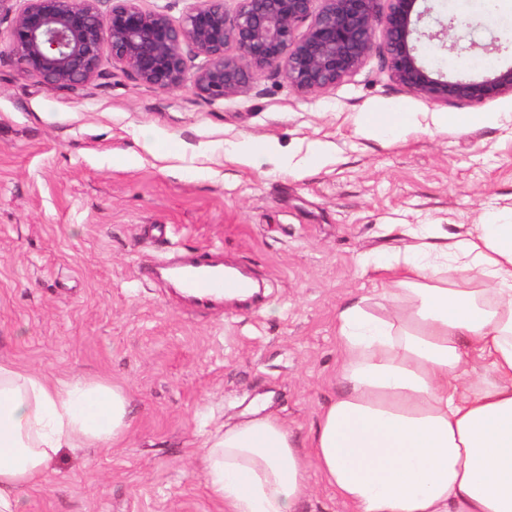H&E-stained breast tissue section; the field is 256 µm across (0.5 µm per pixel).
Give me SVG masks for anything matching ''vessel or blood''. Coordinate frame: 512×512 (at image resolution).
Returning a JSON list of instances; mask_svg holds the SVG:
<instances>
[{"label":"vessel or blood","instance_id":"obj_1","mask_svg":"<svg viewBox=\"0 0 512 512\" xmlns=\"http://www.w3.org/2000/svg\"><path fill=\"white\" fill-rule=\"evenodd\" d=\"M159 271L174 281L185 297L200 309L226 296L244 292L248 287L240 273L225 269L207 252L189 254L158 269L148 268L146 274L152 277Z\"/></svg>","mask_w":512,"mask_h":512}]
</instances>
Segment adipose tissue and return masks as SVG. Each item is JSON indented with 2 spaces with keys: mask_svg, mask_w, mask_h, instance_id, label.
Here are the masks:
<instances>
[{
  "mask_svg": "<svg viewBox=\"0 0 512 512\" xmlns=\"http://www.w3.org/2000/svg\"><path fill=\"white\" fill-rule=\"evenodd\" d=\"M409 234L380 288L401 314L362 295L337 311L339 390L309 441L256 410L201 445L224 512H297L313 470L350 512H512V218ZM451 263L461 283L443 278ZM130 428L122 388L0 362V512L42 488L60 449L116 447Z\"/></svg>",
  "mask_w": 512,
  "mask_h": 512,
  "instance_id": "adipose-tissue-1",
  "label": "adipose tissue"
}]
</instances>
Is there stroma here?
I'll list each match as a JSON object with an SVG mask.
<instances>
[{
	"label": "stroma",
	"mask_w": 512,
	"mask_h": 512,
	"mask_svg": "<svg viewBox=\"0 0 512 512\" xmlns=\"http://www.w3.org/2000/svg\"><path fill=\"white\" fill-rule=\"evenodd\" d=\"M465 15L461 51L420 44L451 77L512 66V0H431ZM83 90H54L0 55V360L52 379L121 387L123 447L62 449L20 512H221L205 489V433L254 400L307 440L336 395V311L372 314L379 262L401 261L406 225L451 234L512 212V95L432 102L392 77L382 50L322 94L269 71L243 94L163 91L113 63ZM367 112H410L398 140L361 133ZM487 115L468 128L436 113ZM267 141L255 166L237 154ZM322 156L307 159L312 147ZM259 281L241 305L196 310L152 263L197 250Z\"/></svg>",
	"instance_id": "35a3bbf8"
}]
</instances>
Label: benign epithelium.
<instances>
[{
	"label": "benign epithelium",
	"mask_w": 512,
	"mask_h": 512,
	"mask_svg": "<svg viewBox=\"0 0 512 512\" xmlns=\"http://www.w3.org/2000/svg\"><path fill=\"white\" fill-rule=\"evenodd\" d=\"M15 2L0 0V21H10L7 51L56 90L75 92L106 76L108 53L159 90L190 82L201 96L222 99L281 70L297 91L320 94L359 69L379 30L393 78L426 100L480 102L512 93V67L475 81L450 80L424 65L415 45L428 14L423 0H238L232 14L224 0H194L177 24L163 11L143 10L140 0ZM464 24L453 16L426 37L453 51L454 31Z\"/></svg>",
	"instance_id": "1"
}]
</instances>
